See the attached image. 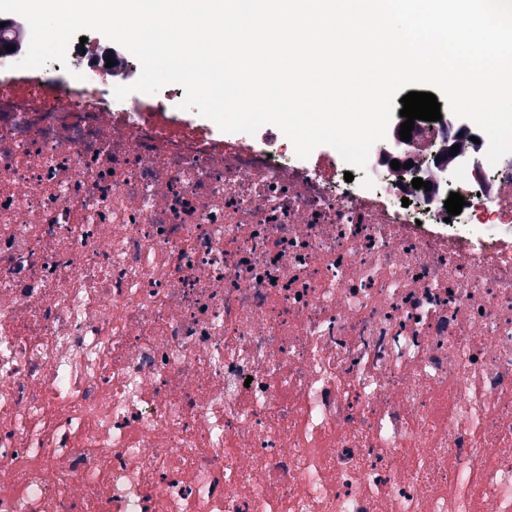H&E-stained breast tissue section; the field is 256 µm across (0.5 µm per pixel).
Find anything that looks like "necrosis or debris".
I'll list each match as a JSON object with an SVG mask.
<instances>
[{
    "label": "necrosis or debris",
    "instance_id": "obj_1",
    "mask_svg": "<svg viewBox=\"0 0 512 512\" xmlns=\"http://www.w3.org/2000/svg\"><path fill=\"white\" fill-rule=\"evenodd\" d=\"M426 127L424 190L1 86L0 512H512V153Z\"/></svg>",
    "mask_w": 512,
    "mask_h": 512
}]
</instances>
